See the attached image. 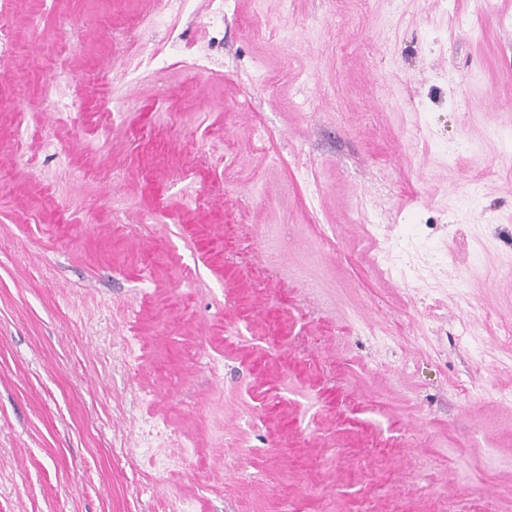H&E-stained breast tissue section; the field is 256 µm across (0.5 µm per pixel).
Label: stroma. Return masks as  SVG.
Wrapping results in <instances>:
<instances>
[{
  "mask_svg": "<svg viewBox=\"0 0 512 512\" xmlns=\"http://www.w3.org/2000/svg\"><path fill=\"white\" fill-rule=\"evenodd\" d=\"M159 7L6 16L0 512H512V0H193L111 62ZM63 55L119 122L48 117Z\"/></svg>",
  "mask_w": 512,
  "mask_h": 512,
  "instance_id": "35a3bbf8",
  "label": "stroma"
}]
</instances>
